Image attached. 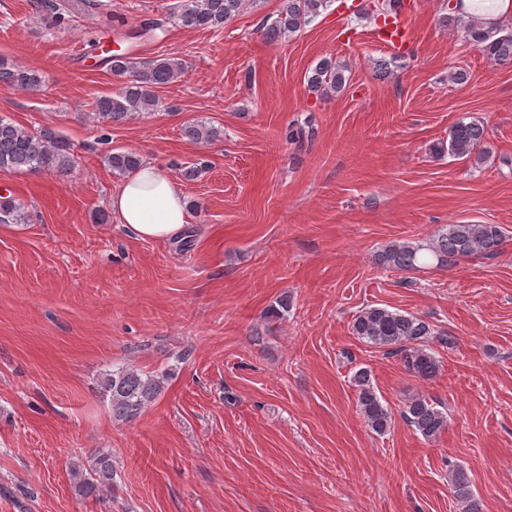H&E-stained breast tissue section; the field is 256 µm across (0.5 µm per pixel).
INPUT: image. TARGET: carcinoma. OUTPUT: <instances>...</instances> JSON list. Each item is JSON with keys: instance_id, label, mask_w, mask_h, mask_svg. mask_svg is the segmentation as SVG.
I'll return each instance as SVG.
<instances>
[{"instance_id": "1", "label": "carcinoma", "mask_w": 512, "mask_h": 512, "mask_svg": "<svg viewBox=\"0 0 512 512\" xmlns=\"http://www.w3.org/2000/svg\"><path fill=\"white\" fill-rule=\"evenodd\" d=\"M245 0H178L168 16L153 19L142 30H162L166 24L191 29H217L234 19L242 10ZM330 0H283L277 17L271 23H262L265 40L277 44L300 31L322 11ZM446 14L439 24L461 31L463 38L478 49L488 60L498 65L512 64V29L502 26L484 27L475 21H464L456 10L445 6ZM106 62L114 76L127 79L125 86L115 95H101L94 99L92 110L98 122L105 126L122 125L137 114H153L159 110L155 89L170 84L183 71L179 61L163 59L141 64L126 55H111ZM346 65L323 59L307 78L310 91L323 96L337 94L344 89ZM0 84L23 91H35L41 85L39 73L26 66L0 58ZM184 134L197 142H213L220 137L217 128L202 121L190 120L183 126ZM485 130L478 122L459 119L448 133V142L432 145L434 153L469 157L479 164L484 160ZM73 155L67 143L48 130L37 132L25 129L0 117V170L63 171L71 166ZM112 171L125 174L141 164L138 155L116 151L108 155ZM27 215L20 203L0 196V224H21ZM503 235L496 224H450L438 236L431 252L442 263L455 264L478 255L497 252ZM420 247L394 243L379 255V263L389 269L412 271L421 260ZM352 333L366 343L379 348H392L401 355L404 366L421 380L434 378L439 364L428 349V339L435 337L443 346L455 344V337L446 331H436L429 321L407 313L383 307L370 306L356 315ZM358 387L357 406L372 431L383 434L390 427L392 415L371 382L365 368L354 374ZM102 386L110 397L112 418L130 422L144 411L162 392V378L138 369L122 367L107 374ZM406 421L424 438L433 439L447 427L446 414L423 396L408 400L403 411ZM75 491L81 496L96 495L113 482L112 455L101 449L86 462L78 459L71 465ZM452 491L462 512H480L468 475L460 466L452 470Z\"/></svg>"}]
</instances>
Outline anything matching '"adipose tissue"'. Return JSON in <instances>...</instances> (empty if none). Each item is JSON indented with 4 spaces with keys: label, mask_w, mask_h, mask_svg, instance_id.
Returning <instances> with one entry per match:
<instances>
[{
    "label": "adipose tissue",
    "mask_w": 512,
    "mask_h": 512,
    "mask_svg": "<svg viewBox=\"0 0 512 512\" xmlns=\"http://www.w3.org/2000/svg\"><path fill=\"white\" fill-rule=\"evenodd\" d=\"M109 207L119 223L142 240L175 239L190 223L180 185L150 162L124 178Z\"/></svg>",
    "instance_id": "obj_1"
}]
</instances>
